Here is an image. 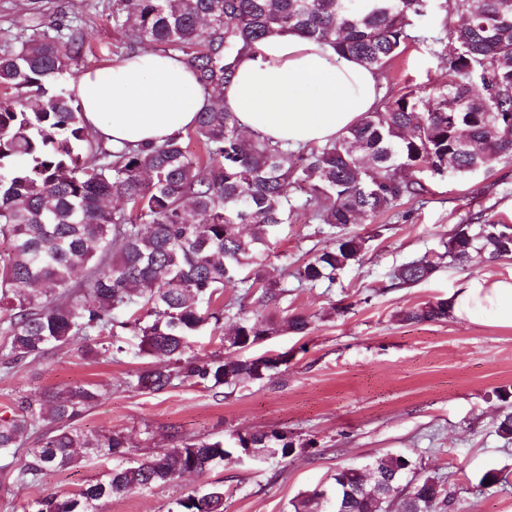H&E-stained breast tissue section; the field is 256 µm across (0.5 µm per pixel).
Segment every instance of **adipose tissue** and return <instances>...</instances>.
Returning a JSON list of instances; mask_svg holds the SVG:
<instances>
[{"label":"adipose tissue","mask_w":512,"mask_h":512,"mask_svg":"<svg viewBox=\"0 0 512 512\" xmlns=\"http://www.w3.org/2000/svg\"><path fill=\"white\" fill-rule=\"evenodd\" d=\"M68 90L87 126L116 148L182 135L208 103L182 56L145 50L81 74ZM376 97L373 70L338 60L332 45L288 34L268 36L240 58L223 103L246 134L297 147L335 138L371 111ZM450 303L458 318L512 328V274L463 278Z\"/></svg>","instance_id":"obj_1"}]
</instances>
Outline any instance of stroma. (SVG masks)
I'll use <instances>...</instances> for the list:
<instances>
[{"label": "stroma", "instance_id": "35a3bbf8", "mask_svg": "<svg viewBox=\"0 0 512 512\" xmlns=\"http://www.w3.org/2000/svg\"><path fill=\"white\" fill-rule=\"evenodd\" d=\"M78 26L82 56L55 86L127 49L112 21V0H0V45L50 30ZM438 20L416 28L387 71L380 73L381 96L397 97L408 85L447 81L446 57L428 39ZM490 210L512 224V162L477 171L463 181L439 180L426 203L408 202L402 220L354 225L368 237L360 264L335 284L310 288L289 279L288 294L269 313L310 321L296 334L279 329L251 348V355H287L272 379L241 381L206 389L188 382L159 393L126 388L128 375L151 359L121 356L111 362L84 358L75 348L51 352L14 369L0 367V416L18 400L81 383L96 384L98 404L79 425L86 433L118 432L133 455H83L62 471H49L35 486L18 489L15 478L28 458L26 448L0 453V512H32L36 499L78 492L132 457L172 447L171 433L192 439L232 440L237 434L282 429L296 447L285 461L218 465L176 484L102 500L99 512H175V501L210 485L224 489L225 512H288L300 494L329 480L336 469L357 466L385 453L409 456L420 476L441 478L450 497L448 512H512V440L496 432L495 389L512 387V328L449 317L440 322L402 321L399 313L448 298L465 276L512 274V258L459 266L441 263L428 280L411 288L395 286L391 271L406 262L444 252L449 234L473 214ZM324 246L306 214H299L272 239L270 279L284 278ZM501 483L482 484L486 472Z\"/></svg>", "mask_w": 512, "mask_h": 512}]
</instances>
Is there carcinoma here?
I'll list each match as a JSON object with an SVG mask.
<instances>
[{
	"label": "carcinoma",
	"mask_w": 512,
	"mask_h": 512,
	"mask_svg": "<svg viewBox=\"0 0 512 512\" xmlns=\"http://www.w3.org/2000/svg\"><path fill=\"white\" fill-rule=\"evenodd\" d=\"M460 22L448 25V14ZM441 17L433 36L451 43L448 82L425 95L406 89L325 144L297 150L243 133L220 101L238 58L269 34H299L331 44L338 58L380 73L414 39L416 22ZM112 20L126 48L162 44L188 56L214 102L197 113L193 133L205 158L183 138L114 151L87 127L64 88L47 84L82 54L83 37L34 34L0 50V347L3 365L39 360L79 343L86 358L121 355L161 362L129 375L128 388L158 393L176 381L203 388L235 386L279 373L267 357L197 356L191 338L222 332L226 349H244L275 331L274 322L243 317L224 303V290L258 307L288 294L265 276L271 239L309 211L328 245L293 277L310 287L336 283L360 263L369 238L354 224L399 215L404 201L425 199L428 184L464 179L512 162V0H112ZM479 255L512 256V224L478 213L459 224L443 254L396 267L392 279L412 287L441 260L459 265ZM84 270L82 280L73 277ZM450 304L427 302L401 314L412 322L448 319ZM234 329L224 332V318ZM138 337L130 349L114 328ZM497 433L512 438V393ZM90 383L24 398L0 419V451L36 447L16 477L36 483L47 470L75 462V449L100 457L128 452L119 433L88 435L75 426L99 400ZM247 448L286 460L294 442L283 431L184 441L88 484L76 494L51 493L33 512H98V502L201 474L230 463ZM403 454L336 471L328 486L337 512H446L448 495L433 477L414 478ZM395 478L392 492L355 494L370 473ZM177 512H224V489L210 486L177 501Z\"/></svg>",
	"instance_id": "obj_1"
}]
</instances>
